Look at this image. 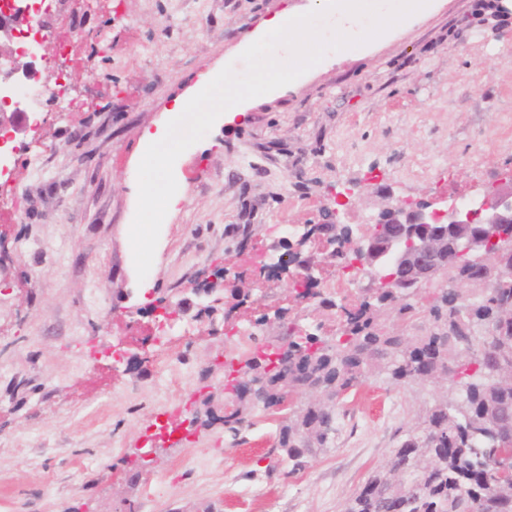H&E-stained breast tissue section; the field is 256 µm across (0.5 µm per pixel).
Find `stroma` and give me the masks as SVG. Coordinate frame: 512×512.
I'll list each match as a JSON object with an SVG mask.
<instances>
[{"label":"stroma","mask_w":512,"mask_h":512,"mask_svg":"<svg viewBox=\"0 0 512 512\" xmlns=\"http://www.w3.org/2000/svg\"><path fill=\"white\" fill-rule=\"evenodd\" d=\"M83 2L79 70L51 51L40 64L42 84L66 83L68 103L24 135L42 168L19 159L22 217L0 220V512H344L439 386L369 379L338 405L333 441L295 472L274 446L281 415L225 432L224 364L243 366L251 351H231L224 330L267 312L257 333L270 343L296 316L311 332L335 323V310L295 305L296 266L266 277L250 258L275 261L280 225L321 223L336 193L352 190L337 221L355 230L374 222L382 188L440 209L512 171V11L434 0L400 33L310 71L283 51L255 65L251 48L286 2L331 39L313 0ZM287 74L296 90H282ZM259 77L267 93L225 122L210 92ZM194 87L197 107L171 114ZM159 125L167 137L145 143ZM174 183L183 201L169 212L160 201ZM300 252L329 287L340 269L326 237ZM203 290L215 310L188 318L192 336L150 341L161 306ZM123 337L131 357L117 363ZM174 408L216 421L159 439ZM151 438L156 453L139 459Z\"/></svg>","instance_id":"obj_1"}]
</instances>
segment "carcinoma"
Returning <instances> with one entry per match:
<instances>
[{"label": "carcinoma", "mask_w": 512, "mask_h": 512, "mask_svg": "<svg viewBox=\"0 0 512 512\" xmlns=\"http://www.w3.org/2000/svg\"><path fill=\"white\" fill-rule=\"evenodd\" d=\"M495 288L479 287L481 268L445 265L427 304L415 288H369L342 311L336 335L288 332V351L274 360L257 353L244 361L245 378L224 393V431L238 436L256 411L285 398L288 417L276 447L297 470L314 448L332 439L326 426L349 392L371 377L396 385L440 383L443 392L398 430L388 462L374 469L345 512H512V256ZM470 280L462 300L450 287ZM413 327L407 335L390 315Z\"/></svg>", "instance_id": "carcinoma-1"}]
</instances>
